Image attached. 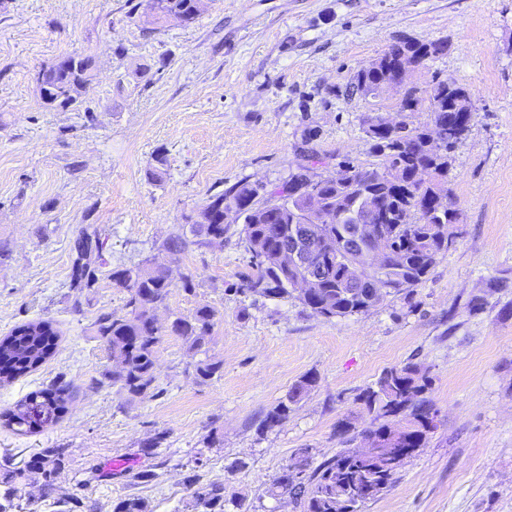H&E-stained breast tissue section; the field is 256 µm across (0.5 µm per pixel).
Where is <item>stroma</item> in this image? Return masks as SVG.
Returning a JSON list of instances; mask_svg holds the SVG:
<instances>
[{"label":"stroma","mask_w":512,"mask_h":512,"mask_svg":"<svg viewBox=\"0 0 512 512\" xmlns=\"http://www.w3.org/2000/svg\"><path fill=\"white\" fill-rule=\"evenodd\" d=\"M147 9L148 0H0V336L39 319L59 331L52 359L0 385V412L54 383L70 395L56 424H0V460L15 467L65 451L54 499H40L36 474L16 480L24 512H58L70 496L91 512H115L130 496L152 512H191L190 472L222 484L226 507L303 512L269 496L274 478L299 449L315 464L336 455L340 422L372 427L359 395L411 360L429 373L439 426L360 512H512V0H203L194 23L172 19L154 33ZM404 36L448 44L408 71V86L449 79L473 105L449 159L452 243L424 283L327 319L295 297L244 291L252 269L234 216L223 241L162 251L241 179L270 188L301 164L325 176L343 161L366 165L367 117L426 121L400 113V92L353 87ZM66 55L92 57L90 91L77 106L44 105L38 76ZM85 225L100 229L103 247L94 288L79 293L74 241ZM155 257L172 285L156 311L155 381L133 397L112 380L94 322L127 312L112 269ZM204 306L214 326L194 350L168 326ZM204 361L221 365L207 380L195 372ZM310 374L315 387L283 424L260 431ZM139 469L155 480L129 484Z\"/></svg>","instance_id":"35a3bbf8"}]
</instances>
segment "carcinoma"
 Instances as JSON below:
<instances>
[{
	"label": "carcinoma",
	"instance_id": "carcinoma-1",
	"mask_svg": "<svg viewBox=\"0 0 512 512\" xmlns=\"http://www.w3.org/2000/svg\"><path fill=\"white\" fill-rule=\"evenodd\" d=\"M200 0H154L151 14L143 20L153 32L171 17L189 23L199 15ZM443 41L403 40L379 57L375 69L357 75V88L364 95H378L383 86L398 79L405 62L425 63L445 52ZM43 84L54 92L52 103L63 107L82 103L94 75L88 56H68L40 73ZM460 87L446 81L436 83L426 95L414 88L403 94L402 112H428L423 123L406 122L398 130L382 129L367 122L366 135L377 161L368 166L341 163L350 173L348 184L321 179L317 195L303 190L314 176L312 168L299 166L287 182L261 192L244 179L227 193L210 197L192 220L193 233L207 240L224 239L225 202L233 200L238 216L243 218L242 242L250 254L252 273L246 290L270 299L286 298L298 272L289 268L285 252L288 237L313 222L319 229V241L338 245L352 224L379 208L380 215L371 223L376 238L382 242L384 264L373 272L382 284L380 296L410 293L423 283L438 261L448 252V225L455 223L456 211L446 213L431 206V193L437 186L447 188L449 151L460 141V133L469 127L460 123L455 111V93ZM191 240L177 233L162 244L167 253L185 250ZM356 258L341 257L328 274L315 285L301 304L313 314L327 319L346 318L368 312L375 306L368 293L345 284L346 263ZM112 279L129 291L127 312L123 316L103 313L96 320L95 334L118 364L116 378L132 396L146 393L155 381V347L162 328L155 310L164 303L171 286L170 268L162 261L133 264L112 271ZM96 270L90 263H76L72 287L78 291L96 284ZM215 311L197 310L193 320L177 318L171 331L199 350L207 342L214 325ZM58 332L48 320L24 323L0 338V382H11L42 365L57 351ZM316 377L307 376L289 392L288 402L280 404L262 420L261 427L271 430L288 416V404L307 394ZM431 379L427 369L409 363L384 370L376 387L359 396L364 409L380 421L368 433L385 441L400 434L397 448L414 453L424 446L437 428L436 411L423 397ZM68 393L63 387H51L32 394L14 408L0 414L8 427L32 431L59 420L67 412ZM381 453H359L344 449L334 458L310 468L308 449L298 452L296 461L287 466L271 485V495H286L303 503L304 512H358L361 504L379 497L392 483L395 472L381 465ZM62 448H45L29 466L41 479V497L55 492V482L63 468ZM192 508L201 512H225L224 486L199 484L196 475L184 478ZM116 512H151L142 498L128 497L116 506Z\"/></svg>",
	"mask_w": 512,
	"mask_h": 512
}]
</instances>
